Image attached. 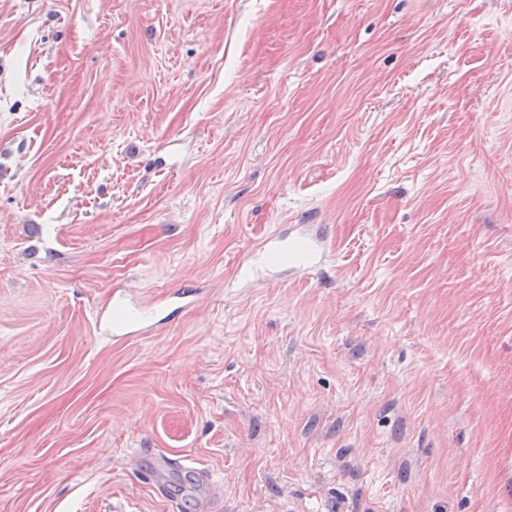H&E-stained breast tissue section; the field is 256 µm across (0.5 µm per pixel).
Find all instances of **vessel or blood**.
Segmentation results:
<instances>
[{
  "label": "vessel or blood",
  "instance_id": "b4317fda",
  "mask_svg": "<svg viewBox=\"0 0 512 512\" xmlns=\"http://www.w3.org/2000/svg\"><path fill=\"white\" fill-rule=\"evenodd\" d=\"M327 257L326 233L319 224H293L277 230L259 242L238 264L239 280L251 287L260 280L261 271H278L281 267L307 272L321 265ZM114 308L130 314L128 324L119 326L105 319L107 332L113 340L121 341L135 336H148L166 323L163 310L135 302L125 293L112 296ZM146 475L154 488L167 492L182 462L156 452L146 456Z\"/></svg>",
  "mask_w": 512,
  "mask_h": 512
}]
</instances>
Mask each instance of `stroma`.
<instances>
[{
    "label": "stroma",
    "mask_w": 512,
    "mask_h": 512,
    "mask_svg": "<svg viewBox=\"0 0 512 512\" xmlns=\"http://www.w3.org/2000/svg\"><path fill=\"white\" fill-rule=\"evenodd\" d=\"M0 512H512V0H0ZM326 257V233L321 224H291L287 230L266 236L240 260L239 280L245 287H253L260 281V266L277 273L284 265L289 271L308 272ZM112 308L123 309L130 314V322L124 326H118L112 321V313L104 316L98 314L97 321L101 324L104 318L106 331L112 335L113 341H121L135 336H148L155 333L161 325L166 323L170 313L165 315L164 310L153 306L135 302L127 294H112ZM147 470L144 472L154 488L160 493H167L178 467L183 466L181 460L172 459L164 453L156 452L146 454Z\"/></svg>",
    "instance_id": "35a3bbf8"
}]
</instances>
